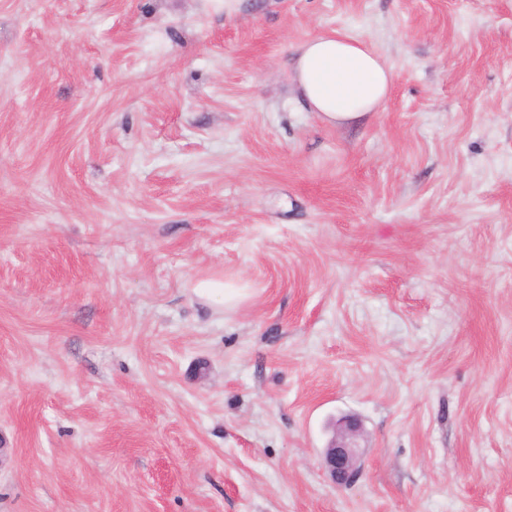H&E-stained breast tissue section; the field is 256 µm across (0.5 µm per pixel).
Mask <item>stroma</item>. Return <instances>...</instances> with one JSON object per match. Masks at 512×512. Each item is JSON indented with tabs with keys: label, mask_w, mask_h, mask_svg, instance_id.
<instances>
[{
	"label": "stroma",
	"mask_w": 512,
	"mask_h": 512,
	"mask_svg": "<svg viewBox=\"0 0 512 512\" xmlns=\"http://www.w3.org/2000/svg\"><path fill=\"white\" fill-rule=\"evenodd\" d=\"M0 444V512H512V0H0ZM297 90L323 120L345 125L377 112L392 71L364 42L340 33L305 40L297 50ZM193 292L204 302L219 304L224 308L238 306L247 296L244 288H235L220 279L201 281L193 289ZM363 439L361 421L352 416L339 419L324 450L325 467L339 486L355 482L360 468L359 448Z\"/></svg>",
	"instance_id": "obj_1"
}]
</instances>
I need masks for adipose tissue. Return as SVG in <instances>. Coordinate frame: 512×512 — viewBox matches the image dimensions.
<instances>
[{
    "label": "adipose tissue",
    "mask_w": 512,
    "mask_h": 512,
    "mask_svg": "<svg viewBox=\"0 0 512 512\" xmlns=\"http://www.w3.org/2000/svg\"><path fill=\"white\" fill-rule=\"evenodd\" d=\"M294 80L302 99L323 120L345 125L380 108L392 71L364 42L332 33L299 46Z\"/></svg>",
    "instance_id": "ef3b65f1"
}]
</instances>
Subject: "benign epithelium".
I'll return each instance as SVG.
<instances>
[{"label": "benign epithelium", "instance_id": "1", "mask_svg": "<svg viewBox=\"0 0 512 512\" xmlns=\"http://www.w3.org/2000/svg\"><path fill=\"white\" fill-rule=\"evenodd\" d=\"M363 439L361 421L352 416L339 419L324 450L325 467L339 486L355 482L360 468L359 448Z\"/></svg>", "mask_w": 512, "mask_h": 512}]
</instances>
